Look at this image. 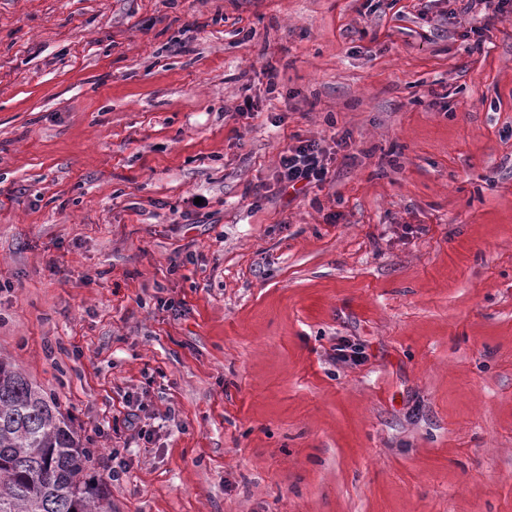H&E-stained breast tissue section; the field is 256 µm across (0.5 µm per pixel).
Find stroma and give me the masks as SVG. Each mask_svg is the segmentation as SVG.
Masks as SVG:
<instances>
[{"label":"stroma","mask_w":512,"mask_h":512,"mask_svg":"<svg viewBox=\"0 0 512 512\" xmlns=\"http://www.w3.org/2000/svg\"><path fill=\"white\" fill-rule=\"evenodd\" d=\"M458 7L0 0V358L112 512H512V16ZM296 133L352 156L255 200Z\"/></svg>","instance_id":"35a3bbf8"}]
</instances>
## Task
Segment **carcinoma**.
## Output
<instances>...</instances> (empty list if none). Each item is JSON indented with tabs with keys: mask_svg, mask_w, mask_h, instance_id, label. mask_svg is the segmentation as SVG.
Wrapping results in <instances>:
<instances>
[{
	"mask_svg": "<svg viewBox=\"0 0 512 512\" xmlns=\"http://www.w3.org/2000/svg\"><path fill=\"white\" fill-rule=\"evenodd\" d=\"M92 451L58 404L0 360V512H111Z\"/></svg>",
	"mask_w": 512,
	"mask_h": 512,
	"instance_id": "cac0c4a2",
	"label": "carcinoma"
}]
</instances>
